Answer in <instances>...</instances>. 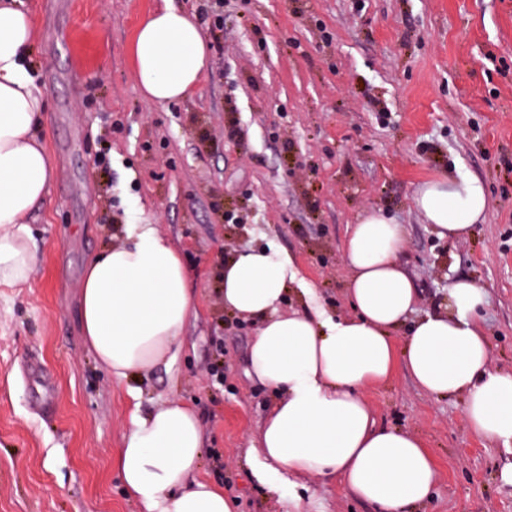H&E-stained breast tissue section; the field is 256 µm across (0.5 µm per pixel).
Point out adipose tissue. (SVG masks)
<instances>
[{"label": "adipose tissue", "mask_w": 512, "mask_h": 512, "mask_svg": "<svg viewBox=\"0 0 512 512\" xmlns=\"http://www.w3.org/2000/svg\"><path fill=\"white\" fill-rule=\"evenodd\" d=\"M35 21L23 0H0V288L27 283L39 264L29 212L45 202L54 175L40 129L46 96L29 64ZM132 55L145 100L187 96L202 80L208 45L196 21L164 4L138 27ZM414 205L439 237L466 239L488 206L472 177L421 183ZM405 225L370 210L345 242L353 316L336 320L280 307L290 257L248 247L224 263L225 307L258 320L250 371L276 400L260 428L265 465L287 468L294 481L341 478L355 498L377 512H413L436 485L434 461L412 434L377 427L364 397L403 366L418 389L438 398L463 397L477 435L512 443V371L490 366L482 327L486 296L474 282L448 284V314L406 318L418 293L400 254ZM191 309L185 269L153 224H135L125 241L86 264L80 292L82 330L98 362L123 384L170 365ZM408 332L403 350L392 333ZM203 431L194 409L170 401L133 409L117 466L141 512H235L222 489L196 477Z\"/></svg>", "instance_id": "1"}]
</instances>
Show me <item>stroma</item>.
Wrapping results in <instances>:
<instances>
[{"instance_id":"35a3bbf8","label":"stroma","mask_w":512,"mask_h":512,"mask_svg":"<svg viewBox=\"0 0 512 512\" xmlns=\"http://www.w3.org/2000/svg\"><path fill=\"white\" fill-rule=\"evenodd\" d=\"M164 0H25L55 172L30 222L39 264L0 290V512H140L117 459L134 405L197 412L198 479L238 512H375L337 478L293 487L249 457L274 401L248 373L256 323L224 307L225 260L289 254L329 315L352 309L343 241L369 209L405 224L415 317L467 278L486 294L493 367L512 371V0H173L210 48L204 76L164 104L140 93L131 44ZM474 177L488 211L451 242L413 206L418 184ZM154 224L180 253L192 311L171 368L140 403L86 344L88 258ZM222 360V377L209 374ZM365 397L378 425L415 434L438 482L417 512H512V447L473 433L462 398L420 391L403 367Z\"/></svg>"}]
</instances>
